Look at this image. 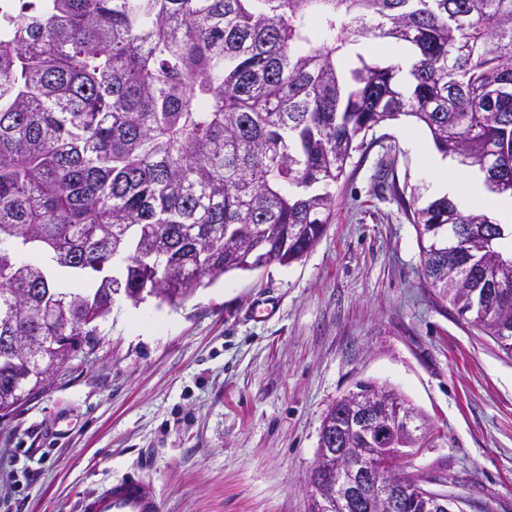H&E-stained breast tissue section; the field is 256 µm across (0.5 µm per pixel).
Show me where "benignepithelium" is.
Segmentation results:
<instances>
[{"mask_svg": "<svg viewBox=\"0 0 512 512\" xmlns=\"http://www.w3.org/2000/svg\"><path fill=\"white\" fill-rule=\"evenodd\" d=\"M336 406L354 421L361 447L318 451L311 480L325 479L331 491L315 497L317 512H345L357 505L369 512H397L411 498L424 500L425 512H458L461 504L456 497L426 488L421 476L409 479L397 471L398 463L415 449L398 447L396 438L430 431L406 401L382 388L367 397L346 394Z\"/></svg>", "mask_w": 512, "mask_h": 512, "instance_id": "1", "label": "benign epithelium"}]
</instances>
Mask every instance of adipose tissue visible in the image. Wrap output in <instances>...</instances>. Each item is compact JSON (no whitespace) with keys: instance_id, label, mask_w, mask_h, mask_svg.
I'll return each instance as SVG.
<instances>
[{"instance_id":"1","label":"adipose tissue","mask_w":512,"mask_h":512,"mask_svg":"<svg viewBox=\"0 0 512 512\" xmlns=\"http://www.w3.org/2000/svg\"><path fill=\"white\" fill-rule=\"evenodd\" d=\"M426 168L436 192L442 195L463 193L466 201L479 204L482 212L502 224L505 232H512V196L488 192L479 172L449 170L447 163L438 156L427 157Z\"/></svg>"}]
</instances>
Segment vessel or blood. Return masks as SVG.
<instances>
[{"mask_svg":"<svg viewBox=\"0 0 512 512\" xmlns=\"http://www.w3.org/2000/svg\"><path fill=\"white\" fill-rule=\"evenodd\" d=\"M80 512H161V501L150 482L127 474L85 497Z\"/></svg>","mask_w":512,"mask_h":512,"instance_id":"1","label":"vessel or blood"}]
</instances>
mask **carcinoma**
Returning a JSON list of instances; mask_svg holds the SVG:
<instances>
[{
  "mask_svg": "<svg viewBox=\"0 0 512 512\" xmlns=\"http://www.w3.org/2000/svg\"><path fill=\"white\" fill-rule=\"evenodd\" d=\"M401 116L512 195V0H0V411L90 344L113 293L179 307L302 258L351 153ZM419 200L427 286L512 356L501 225ZM28 311L78 328L16 330Z\"/></svg>",
  "mask_w": 512,
  "mask_h": 512,
  "instance_id": "cac0c4a2",
  "label": "carcinoma"
}]
</instances>
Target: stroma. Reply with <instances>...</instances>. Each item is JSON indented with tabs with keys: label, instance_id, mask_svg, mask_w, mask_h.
<instances>
[{
	"label": "stroma",
	"instance_id": "1",
	"mask_svg": "<svg viewBox=\"0 0 512 512\" xmlns=\"http://www.w3.org/2000/svg\"><path fill=\"white\" fill-rule=\"evenodd\" d=\"M433 150L413 118L381 124L300 260L230 272L176 309L116 297L95 345L0 414V512H80L133 469L162 512H308L323 419L366 382L431 425L401 469L466 512H512V357L427 288L408 217Z\"/></svg>",
	"mask_w": 512,
	"mask_h": 512
}]
</instances>
